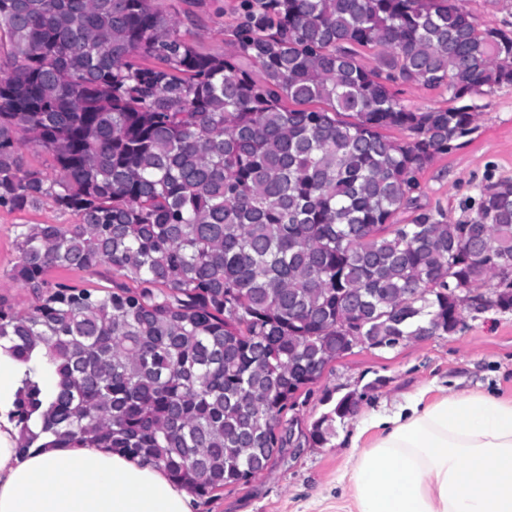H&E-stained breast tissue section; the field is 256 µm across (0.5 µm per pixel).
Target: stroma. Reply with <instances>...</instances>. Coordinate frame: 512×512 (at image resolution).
Segmentation results:
<instances>
[{
    "mask_svg": "<svg viewBox=\"0 0 512 512\" xmlns=\"http://www.w3.org/2000/svg\"><path fill=\"white\" fill-rule=\"evenodd\" d=\"M238 0H155L158 8L178 22L180 34L199 51L234 52L232 31L238 22ZM477 113L476 131L456 149L436 156L421 177L418 199L427 209L443 208L449 222L466 219L479 185L512 179V85L471 99ZM74 215L60 212L43 200L25 212L0 207V299L13 310L26 311L35 302L31 291L13 273L17 261L16 235L24 224H72ZM53 283L110 290L124 279L110 265L90 270H52ZM384 384L370 392L355 414L330 442L315 446L306 435L326 410V395L336 397L376 378ZM434 394L448 388L495 392L512 398V311L489 309L465 313L453 335L411 341L393 349L356 346L331 362L322 376L285 419L293 437L274 463L247 484L231 485L214 496L197 498L195 512H336L346 500L339 481L351 454L350 438L371 412L414 396L423 385Z\"/></svg>",
    "mask_w": 512,
    "mask_h": 512,
    "instance_id": "1",
    "label": "stroma"
}]
</instances>
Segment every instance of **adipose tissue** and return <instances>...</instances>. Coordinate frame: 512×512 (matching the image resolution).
Here are the masks:
<instances>
[{
    "label": "adipose tissue",
    "mask_w": 512,
    "mask_h": 512,
    "mask_svg": "<svg viewBox=\"0 0 512 512\" xmlns=\"http://www.w3.org/2000/svg\"><path fill=\"white\" fill-rule=\"evenodd\" d=\"M25 367L0 353V512H193V498L156 466L103 448L19 455L7 419ZM372 413L353 451L349 512H512V398L452 390Z\"/></svg>",
    "instance_id": "obj_1"
}]
</instances>
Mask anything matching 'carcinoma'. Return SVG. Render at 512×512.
Returning a JSON list of instances; mask_svg holds the SVG:
<instances>
[{
  "mask_svg": "<svg viewBox=\"0 0 512 512\" xmlns=\"http://www.w3.org/2000/svg\"><path fill=\"white\" fill-rule=\"evenodd\" d=\"M237 10L236 51L205 54L154 0H0V207L49 198L78 218L23 225L14 275L36 303H0V351L27 366L8 412L21 455L108 448L199 496L246 483L351 344L452 335L456 289L512 267L511 179L479 186L454 224L415 196L474 107L413 110L397 89L456 102L512 85L511 32L461 0ZM26 145L58 180L25 167ZM102 263L129 284L46 279ZM490 307L512 310V289ZM381 384L327 395L309 442Z\"/></svg>",
  "mask_w": 512,
  "mask_h": 512,
  "instance_id": "carcinoma-1",
  "label": "carcinoma"
}]
</instances>
